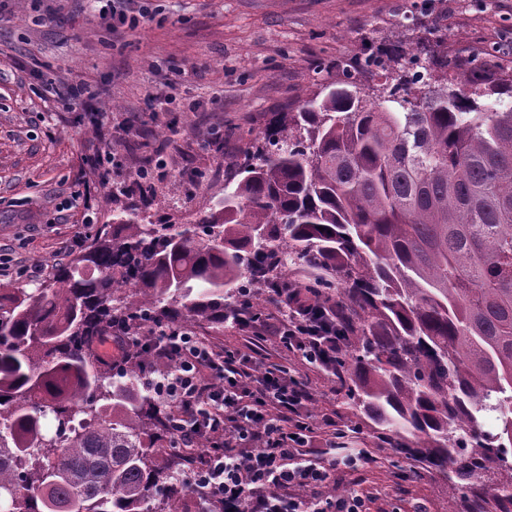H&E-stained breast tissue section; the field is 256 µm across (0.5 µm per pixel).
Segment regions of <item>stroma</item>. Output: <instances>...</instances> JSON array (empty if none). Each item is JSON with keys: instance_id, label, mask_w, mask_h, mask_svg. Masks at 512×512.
Here are the masks:
<instances>
[{"instance_id": "obj_1", "label": "stroma", "mask_w": 512, "mask_h": 512, "mask_svg": "<svg viewBox=\"0 0 512 512\" xmlns=\"http://www.w3.org/2000/svg\"><path fill=\"white\" fill-rule=\"evenodd\" d=\"M156 19L129 33L86 0H0V284L36 287L68 262L114 211L149 199L171 223L196 221L224 195L250 139L306 95L344 81V64L376 48L409 53L443 38L455 66L476 52L512 50V0H155ZM87 85L64 108L45 79ZM171 96L148 116L149 95ZM197 110H186L190 101ZM118 111H109V104ZM116 154L111 187L86 159ZM150 180H140L141 169ZM121 185L112 193L113 185ZM213 345L288 366L306 383L313 416L330 414L348 447L376 463L346 474L345 490L378 491L370 512H448L457 498L435 471L415 470L355 418L331 373L287 354L275 337L233 327Z\"/></svg>"}]
</instances>
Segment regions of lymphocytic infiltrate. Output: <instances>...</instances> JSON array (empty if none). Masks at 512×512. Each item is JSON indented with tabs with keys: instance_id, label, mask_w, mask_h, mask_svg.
<instances>
[{
	"instance_id": "lymphocytic-infiltrate-1",
	"label": "lymphocytic infiltrate",
	"mask_w": 512,
	"mask_h": 512,
	"mask_svg": "<svg viewBox=\"0 0 512 512\" xmlns=\"http://www.w3.org/2000/svg\"><path fill=\"white\" fill-rule=\"evenodd\" d=\"M281 296L286 313H271L261 326L242 321V328L256 336L272 331L305 362L329 363L332 331L312 320L300 290ZM155 352L178 365L155 383L176 447L194 455L185 480L204 501L223 503L224 512H369L372 493L332 495L328 488L339 474L363 469L371 454L362 448L336 456L344 431L330 416L312 419L311 394L287 367L257 369L238 352L176 328L157 338ZM204 441L209 449H201Z\"/></svg>"
}]
</instances>
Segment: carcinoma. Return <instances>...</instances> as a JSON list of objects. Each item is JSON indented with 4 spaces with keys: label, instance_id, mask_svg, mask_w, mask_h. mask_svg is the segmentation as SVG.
<instances>
[{
    "label": "carcinoma",
    "instance_id": "obj_1",
    "mask_svg": "<svg viewBox=\"0 0 512 512\" xmlns=\"http://www.w3.org/2000/svg\"><path fill=\"white\" fill-rule=\"evenodd\" d=\"M421 54L425 79L360 61L383 101L340 85L277 113L196 222L121 211L40 287H0V512H174L192 489L146 386L174 362L141 329L220 333L277 288L334 327L353 415L464 512H512V67ZM120 329L127 357L103 360Z\"/></svg>",
    "mask_w": 512,
    "mask_h": 512
}]
</instances>
